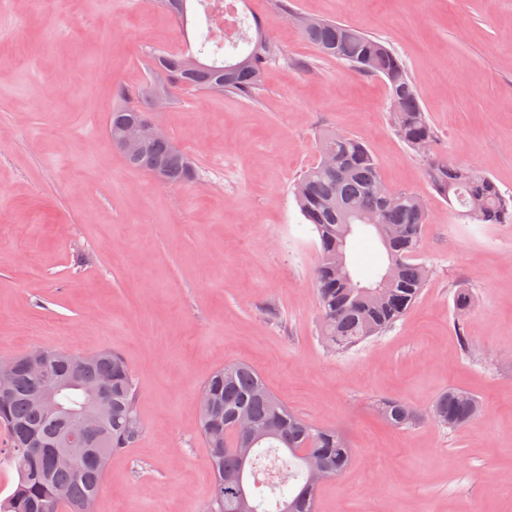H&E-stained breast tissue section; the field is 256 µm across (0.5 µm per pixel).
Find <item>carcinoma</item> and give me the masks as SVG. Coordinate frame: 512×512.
<instances>
[{
	"mask_svg": "<svg viewBox=\"0 0 512 512\" xmlns=\"http://www.w3.org/2000/svg\"><path fill=\"white\" fill-rule=\"evenodd\" d=\"M209 0H160L173 18L186 22L193 4ZM240 30L228 26L224 37L202 35L198 52L188 49L175 56L158 55L150 66L152 79L135 90L121 89L120 103L112 108L108 126L117 131L145 116L142 101L151 92L173 96L191 88L201 92H229L250 98L262 82L264 68L278 48L262 22L238 19ZM303 35L324 57L343 61L358 71L385 82L394 128L415 152L422 143H436L437 135L421 106V92L412 82L404 60L382 40L347 24L323 18L300 21ZM319 153L334 154L348 163V173L338 179L322 162L310 166L294 184V197L304 220L316 233L319 265L314 286L320 310V336L325 346L344 353L381 336L403 318L420 296L428 278L419 261V247L427 212L418 196L397 190V199L386 210V224L401 231L384 240L378 225L375 237L388 257L385 272L359 271L350 260L354 240L364 232V213L383 204L389 188L368 146L357 136L336 137L326 130L319 138ZM126 165L148 171L157 165L168 186L194 179L186 153L167 142L149 140L142 158H127ZM428 176L436 193L456 202L459 216L471 224H511L512 195L500 189L490 176L453 163L443 156L430 159ZM472 306L465 289L454 295L456 325L464 348V317ZM43 361L79 385L98 380L110 387L111 407L101 422V436L89 448L86 459L71 466L52 468L48 458L32 448H55L66 438L73 422L53 416L35 402L38 383L25 355L14 366L0 368V427L9 435L11 448L6 464L17 475L13 492L0 501V512H83L86 500L97 498L112 453L130 447L142 433L137 411L139 391L132 371L115 351L82 357L42 348ZM79 385L63 394L64 406L78 408L83 402ZM202 388L210 405L199 411L200 433L208 448L213 488L206 512H316L320 485L310 479L308 462L319 461L327 479L338 477L350 462L353 449L334 428H320L293 412L266 385L262 375L244 362H231L214 371ZM478 399L460 388H450L431 403L428 418L444 427H460L480 412ZM378 412L389 425L401 429L421 419L407 404L393 399L381 402ZM245 414L270 428L254 441L230 436L233 419Z\"/></svg>",
	"mask_w": 512,
	"mask_h": 512,
	"instance_id": "cac0c4a2",
	"label": "carcinoma"
}]
</instances>
